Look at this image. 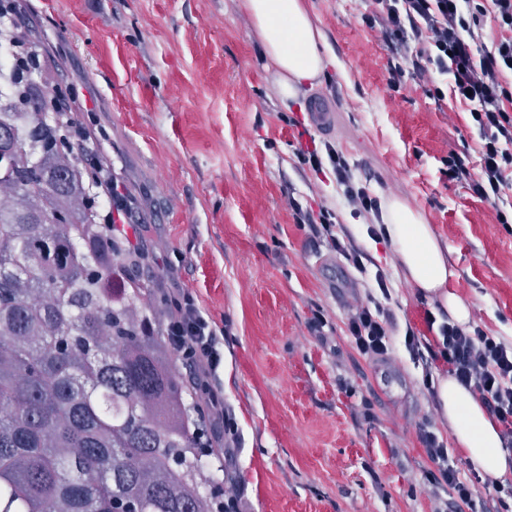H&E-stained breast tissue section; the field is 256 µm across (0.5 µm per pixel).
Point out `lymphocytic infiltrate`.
<instances>
[{
    "instance_id": "obj_1",
    "label": "lymphocytic infiltrate",
    "mask_w": 512,
    "mask_h": 512,
    "mask_svg": "<svg viewBox=\"0 0 512 512\" xmlns=\"http://www.w3.org/2000/svg\"><path fill=\"white\" fill-rule=\"evenodd\" d=\"M362 23L379 33L389 51L388 84L397 87L404 78L422 84L429 97H452L469 107L470 121L481 147L478 164L452 152L446 173L449 180L464 183L471 195L497 205L512 190V0H368ZM492 19L496 33L481 42L485 19ZM0 44L15 49L18 68L30 72L41 66L42 50L27 38L18 10L11 0H0ZM446 76L445 87L433 85L432 74ZM302 160L315 171L331 170L349 206L380 216L381 202L368 184L356 180L343 153L331 143L302 152ZM92 194L105 198L100 217L109 231L123 234L138 223L136 211L123 183L104 173L101 164L88 169ZM288 204L297 224L312 240L327 242L361 276H372L376 291L369 294L348 318V332L359 354L385 358L394 351L389 303L390 282L383 270L369 272L364 251L349 233L338 232L335 215L328 209L302 207L296 199ZM499 223L512 220L496 212ZM162 300L166 311L161 323L147 322V332H160L174 355L196 399L204 425L198 442L204 452L226 460L241 444V434L232 410L224 402V325L216 321L195 291L173 288ZM427 326L437 327L436 344L424 354L414 328H407L404 347L413 363L425 357L443 361L460 384L477 392L491 417L502 426L501 436L512 451V344L487 335L481 328L466 331L450 322L426 316ZM419 439L431 469L424 479L447 486L458 512H478L484 481L476 471L462 468L431 422L419 427Z\"/></svg>"
}]
</instances>
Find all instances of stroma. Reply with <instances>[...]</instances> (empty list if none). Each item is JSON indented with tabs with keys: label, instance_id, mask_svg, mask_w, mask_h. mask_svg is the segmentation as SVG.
Masks as SVG:
<instances>
[{
	"label": "stroma",
	"instance_id": "1",
	"mask_svg": "<svg viewBox=\"0 0 512 512\" xmlns=\"http://www.w3.org/2000/svg\"><path fill=\"white\" fill-rule=\"evenodd\" d=\"M45 48L38 81L94 112L87 153L128 188L147 234L161 241L141 285L196 291L231 323L224 401L243 440L231 469L248 512H452L447 487L422 477L430 462L418 426L450 432L403 348L371 360L352 346L347 318L368 288L327 243L294 223L289 199L324 206L392 288L394 338L446 313L398 271L389 241L367 235L333 175L300 151L330 141L386 200L422 213L448 247V287L472 323L512 344V224L445 175L449 152L478 158L465 104L435 103L422 86L387 84L388 53L362 27L365 0H307L334 62L295 100L277 95L273 66L239 0H18ZM323 102L329 130L311 123ZM327 324L309 331L314 314Z\"/></svg>",
	"mask_w": 512,
	"mask_h": 512
}]
</instances>
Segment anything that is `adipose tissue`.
<instances>
[{"mask_svg":"<svg viewBox=\"0 0 512 512\" xmlns=\"http://www.w3.org/2000/svg\"><path fill=\"white\" fill-rule=\"evenodd\" d=\"M242 7L275 68L281 99L295 98L300 87L315 81L327 64L325 36L305 0H242ZM381 219L406 278L422 296L436 302L452 323L467 327L470 306L448 288L454 275L448 249L424 216L394 198L385 201ZM436 397L455 445L475 469L496 481L511 474L512 453L505 449L499 427L477 394L448 376L438 379Z\"/></svg>","mask_w":512,"mask_h":512,"instance_id":"1","label":"adipose tissue"}]
</instances>
